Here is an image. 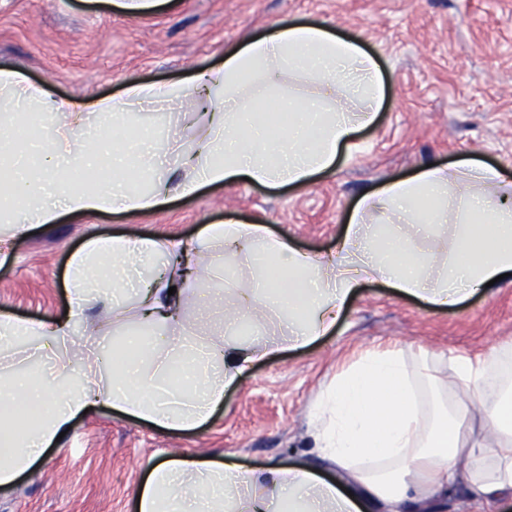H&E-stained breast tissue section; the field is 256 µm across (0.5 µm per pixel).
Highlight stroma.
Here are the masks:
<instances>
[{
    "label": "stroma",
    "mask_w": 512,
    "mask_h": 512,
    "mask_svg": "<svg viewBox=\"0 0 512 512\" xmlns=\"http://www.w3.org/2000/svg\"><path fill=\"white\" fill-rule=\"evenodd\" d=\"M288 18L321 23L376 56L384 95L335 170L304 187L241 181L177 198L135 220L67 216L13 239L0 266V313L51 321L68 311V261L91 238L195 237L235 217L334 253L356 201L385 180L468 157L512 165V0H161L136 17L109 0H0V66L18 68L58 96H118L136 82H185L226 52ZM150 144L172 131L192 147L201 111L164 114ZM512 344V276L446 309L383 283L362 285L326 336L256 363L202 427L158 428L99 403L34 467L0 487V512H135L148 462L176 450L216 464L257 467L313 460L308 411L364 350L396 345L438 356H484Z\"/></svg>",
    "instance_id": "1"
}]
</instances>
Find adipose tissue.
I'll return each instance as SVG.
<instances>
[{
    "label": "adipose tissue",
    "instance_id": "1",
    "mask_svg": "<svg viewBox=\"0 0 512 512\" xmlns=\"http://www.w3.org/2000/svg\"><path fill=\"white\" fill-rule=\"evenodd\" d=\"M303 78L308 97H284L291 119L267 132L272 79ZM0 222L12 236L65 215L164 211L172 197L244 178L270 188L303 187L332 172L341 149L372 124L382 100L375 59L321 25L280 20L188 83L131 82L116 97L52 95L18 69L0 67ZM203 107L204 127L179 167L163 168L130 115ZM51 131L30 166L15 134L29 113ZM123 122L118 138H84L90 114ZM108 159L111 181L90 189L75 171ZM454 221L453 257L422 250ZM202 301L201 283L239 267ZM512 273V174L474 159L420 170L362 195L329 256L295 248L265 225L234 219L191 239L93 238L70 257L72 315L84 334L112 325V358L76 342L70 318L49 323L0 314V485L29 471L72 421L106 401L171 431L204 425L251 367L272 353L329 333L360 284L389 281L434 308L450 307ZM267 329L240 338L243 322ZM51 372L26 369L32 356ZM503 345L451 360L443 379L429 353L369 350L321 393L311 416L316 463L240 469L172 452L149 466L137 512H424L463 489L469 512L512 499V379Z\"/></svg>",
    "mask_w": 512,
    "mask_h": 512
}]
</instances>
